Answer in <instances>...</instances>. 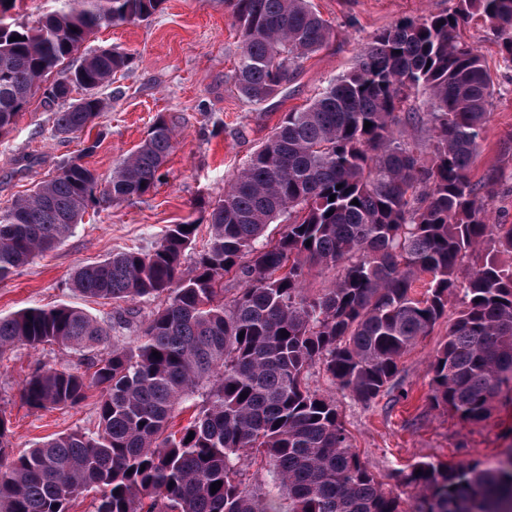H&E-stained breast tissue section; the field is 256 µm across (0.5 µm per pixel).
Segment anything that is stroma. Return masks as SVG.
<instances>
[{"label": "stroma", "instance_id": "35a3bbf8", "mask_svg": "<svg viewBox=\"0 0 512 512\" xmlns=\"http://www.w3.org/2000/svg\"><path fill=\"white\" fill-rule=\"evenodd\" d=\"M333 34L317 52L300 63L295 79L276 97L255 106L234 84L240 53L235 20L225 0H165L149 21L101 30L89 43L137 54L123 78L101 88L109 107L80 138L62 142L51 128L58 107L41 97L31 99L13 130L0 137V210L54 173L59 162L91 141L96 151L86 164L109 180L114 168L146 136L157 115L174 126L173 148L163 177L148 193L105 207L89 208L54 250L0 280V314L29 307L67 305L105 318L114 304L85 297L71 286L75 270L128 249L152 250L168 227L197 221L193 250L210 240V227L200 205L223 196L228 181L252 153L272 136L285 113L309 104L329 83L349 71L360 50L379 30L453 8L455 0H313ZM462 35L483 55L494 85L491 115L471 176L480 179L489 168L508 174L492 203L496 216L512 223V63L487 24L472 21ZM447 320L402 357L397 385L388 395L363 404L337 393L336 404L361 460L384 484L421 461L449 466L463 459L486 463L512 446V408L498 406L481 424L472 425L431 403L429 363L446 338ZM77 355L58 346L40 350L18 347L0 357V414L10 423L13 455L48 439L97 424V390L67 408L35 410L21 397L25 378L38 363L74 365ZM407 505L415 492L394 485Z\"/></svg>", "mask_w": 512, "mask_h": 512}]
</instances>
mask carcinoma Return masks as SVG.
I'll return each mask as SVG.
<instances>
[{"label":"carcinoma","mask_w":512,"mask_h":512,"mask_svg":"<svg viewBox=\"0 0 512 512\" xmlns=\"http://www.w3.org/2000/svg\"><path fill=\"white\" fill-rule=\"evenodd\" d=\"M23 2L0 0V137L39 93L64 106L52 136L66 140L100 117L98 90L137 61L86 44L102 28L148 20L165 0H50L47 13L18 23ZM228 2L241 38L235 87L254 105L276 96L332 35L311 0ZM476 17L512 62V0H456L380 30L350 71L284 115L208 204L211 239L190 267L193 221L171 225L151 252L81 266L72 286L117 304L109 320L66 305L0 315V355L58 345L85 367L39 365L21 388L31 408L74 407L99 390L95 429L18 456L7 451L0 415V512H70L89 489L100 493L95 512H282L274 491L245 488L244 456L269 466L288 512H502L501 502L512 503L511 450L493 465L414 464L396 476L415 491V506L403 507L361 461L333 397L308 383L320 364L337 390L371 404L394 388L401 357L458 295L429 364L433 403L469 424L512 404V224L491 209L503 173L471 178L493 100L482 56L460 36ZM418 121L427 125L423 143L405 138ZM98 145L0 211V279L58 246L89 207L154 188L173 127L157 115L102 189L83 162ZM281 217L286 230L264 240ZM489 242L492 251L469 264ZM315 267L338 276L310 295ZM231 271L242 288L228 297ZM161 296L145 320L121 307ZM193 396L199 415L171 431L175 409Z\"/></svg>","instance_id":"cac0c4a2"}]
</instances>
